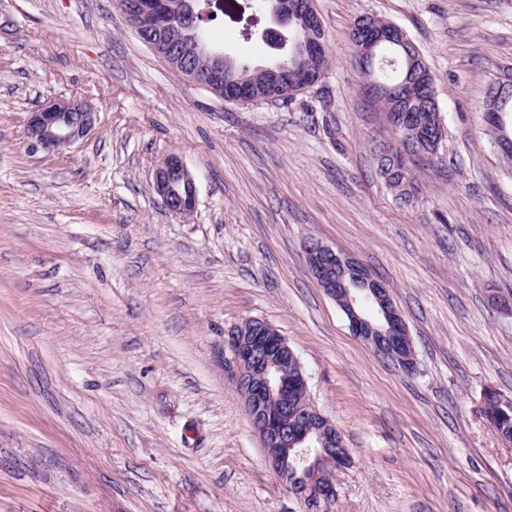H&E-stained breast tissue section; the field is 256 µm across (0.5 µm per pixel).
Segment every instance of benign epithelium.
<instances>
[{"instance_id":"obj_1","label":"benign epithelium","mask_w":512,"mask_h":512,"mask_svg":"<svg viewBox=\"0 0 512 512\" xmlns=\"http://www.w3.org/2000/svg\"><path fill=\"white\" fill-rule=\"evenodd\" d=\"M119 9L140 41L165 63H179L203 52L196 39L198 13L193 0H117ZM270 13L276 27L312 24L306 0H275ZM373 54L384 42L403 40L402 32L391 23L375 18L363 30ZM202 70L191 69L185 79L224 99V90L235 92L232 101L250 95L251 82L244 76L224 72V55L207 53ZM512 96V83L492 88L485 121L499 123L497 103ZM97 113L82 102L49 101L30 113L24 128L25 140L48 152L67 148L89 134ZM154 190L165 209L179 217L194 213L197 186L181 157L167 155L154 174ZM309 270L331 299L344 297V315L350 332L377 352L391 367L403 373L417 370L414 346L408 328L393 302L388 286L355 259L319 242L307 246ZM224 367L230 373L242 398L253 432L263 448L273 472L283 484L296 475L305 491L297 498L304 512H329L336 503V483L320 481L318 469H309L308 455L302 454L301 472L288 467L290 451L313 448L316 457L334 447L341 448L345 463L351 454L344 442L336 441V427L318 410L304 420L296 418L292 405L309 396L307 378L296 352L271 324L261 319L245 320L224 337Z\"/></svg>"}]
</instances>
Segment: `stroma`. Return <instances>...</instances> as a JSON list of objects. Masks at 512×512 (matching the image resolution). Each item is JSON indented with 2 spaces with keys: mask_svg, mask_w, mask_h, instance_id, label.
I'll return each mask as SVG.
<instances>
[{
  "mask_svg": "<svg viewBox=\"0 0 512 512\" xmlns=\"http://www.w3.org/2000/svg\"><path fill=\"white\" fill-rule=\"evenodd\" d=\"M331 65L278 105L222 101L138 41L114 0H0V512H300L224 368L250 318L286 337L353 456L334 512H512V444L482 416L512 398V168L483 121L512 77V0H314ZM403 30L445 122L401 205L353 22ZM255 0L206 35L263 66ZM77 100L94 129L47 152L30 112ZM198 188L170 214L154 171ZM316 240L391 288L418 362L352 336L312 277ZM154 190L165 209L179 217L192 215L197 204V186L193 174L181 157L167 155L154 174Z\"/></svg>",
  "mask_w": 512,
  "mask_h": 512,
  "instance_id": "stroma-1",
  "label": "stroma"
}]
</instances>
